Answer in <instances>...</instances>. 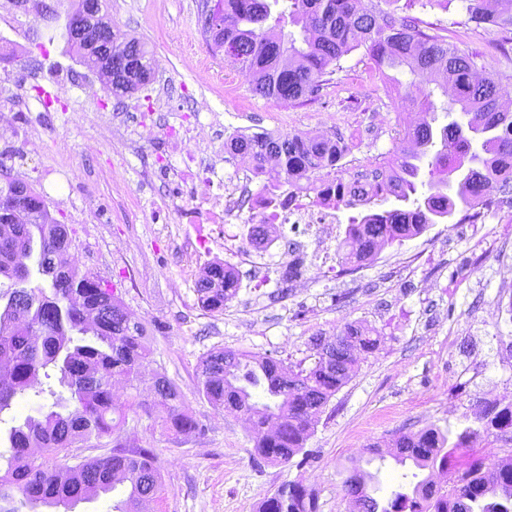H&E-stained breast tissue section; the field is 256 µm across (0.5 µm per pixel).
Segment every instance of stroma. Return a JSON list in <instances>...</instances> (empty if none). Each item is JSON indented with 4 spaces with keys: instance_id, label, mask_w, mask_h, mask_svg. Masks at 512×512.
Masks as SVG:
<instances>
[{
    "instance_id": "35a3bbf8",
    "label": "stroma",
    "mask_w": 512,
    "mask_h": 512,
    "mask_svg": "<svg viewBox=\"0 0 512 512\" xmlns=\"http://www.w3.org/2000/svg\"><path fill=\"white\" fill-rule=\"evenodd\" d=\"M78 0H44L46 26L23 20L16 38L35 69H65L77 82L93 76L66 43V21ZM122 34L139 38L173 68L141 91L118 99L98 87L94 100L75 91L66 109L32 113L44 139L35 156L0 152V186L19 167L38 168L41 194L53 218L72 226V250L81 268L113 285L145 329L151 370L164 373L198 423L172 435L148 416L129 417L126 436L155 449L163 490L151 512H256L260 500L283 482L312 489L319 512H346L342 468L365 465L370 446L387 447L398 432L434 424L454 431L470 425L486 401L512 403V318L492 314L512 299V282L498 265H512V206L490 203L494 249L477 244L456 217L438 220L422 235L385 247L374 261L348 275L345 265L323 274L302 266L297 278L240 288L223 312L204 311L196 292L199 270L183 252L196 230L209 236L201 263L224 256V227L202 224L204 205L186 185L154 172L156 157L172 152L164 135L185 123L196 101L208 100L225 135L235 132L326 134L351 148L355 163H388L397 152L377 113L399 120L410 107L400 95L411 80L403 69L378 72L365 49L345 56L331 81L289 111L256 95L250 83H228L210 55L198 25L199 0H107ZM425 32L479 53L484 72L512 74V54L497 46L505 35L468 22L460 0L449 9L413 6ZM207 63L213 81L196 78ZM130 125L140 112L160 107V122L139 129L138 140L94 142L98 107ZM90 221L78 223V211ZM451 289H443L446 281ZM359 322L381 336L378 350L361 354L351 380L331 398L302 451L288 464H256L252 429L241 414L215 410L199 391L200 358L216 348L269 356L283 365L310 366L311 339Z\"/></svg>"
}]
</instances>
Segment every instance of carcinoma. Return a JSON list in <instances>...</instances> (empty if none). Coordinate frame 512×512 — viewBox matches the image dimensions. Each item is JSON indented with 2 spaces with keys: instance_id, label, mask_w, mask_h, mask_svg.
<instances>
[{
  "instance_id": "cac0c4a2",
  "label": "carcinoma",
  "mask_w": 512,
  "mask_h": 512,
  "mask_svg": "<svg viewBox=\"0 0 512 512\" xmlns=\"http://www.w3.org/2000/svg\"><path fill=\"white\" fill-rule=\"evenodd\" d=\"M468 21L512 33V0L492 9L487 0H462ZM301 26L297 37L284 31V19ZM206 42L230 46L232 58L250 76L252 91L267 99L300 101L320 90L340 69L341 59L365 47L379 67H405L419 79L452 89L448 113L460 118L441 127L431 94L418 106L427 119L405 134L407 146L388 166L376 185L346 183L338 192L345 205H367L392 197L415 205L430 221L467 211L485 202L486 183H497L499 201L512 204V111L505 108L504 83L497 74L477 75L478 56L426 33L413 17H398L373 0H218L212 17L198 16ZM81 62L106 79L117 97L132 94L150 82L153 60L145 45L131 37L112 38V53L67 40ZM224 147L260 164L268 156L278 168L264 170V185L281 188L296 181L314 183L336 173L345 149L338 138L270 133H236ZM456 183L455 194L444 193ZM428 187L429 194L417 196ZM40 196L28 185L0 188V210L14 204L25 211L17 223H0V365L10 382L0 387V414L27 391L44 393L39 377L55 374L60 391L53 401L38 402L34 413L10 426L3 438L8 454L0 453V512H36L38 507L73 506L127 482L126 498L112 504L113 512H142L156 499L162 481L154 451L129 443V415L166 411L163 430L185 434L198 423L182 409L176 385L162 373L153 376V400L138 393L135 382L152 362L144 326L129 319L123 300L98 275L68 261L73 230L50 216L48 208H27ZM410 211L392 208L366 213L349 224L337 244L346 265L359 264L382 243H401L423 233L427 225L408 224ZM202 309L224 310L238 292L235 271L212 264L197 281ZM335 342L313 341L311 367H284L281 362L245 351L212 350L197 366L199 390L216 409L240 413L256 434L255 457L273 464L290 462L302 449L315 418L332 396L351 379L355 353H371L380 343L376 331L350 323ZM126 381L134 393L115 404L112 381ZM478 428L459 432L430 425L416 432H399L396 465L414 468L389 497H380L379 473L351 468L342 482L350 512H512V455L487 469L474 451L481 436L497 432L512 440V406L487 403L475 414ZM112 441L109 458L93 457L78 464L44 459L76 444ZM471 452L461 461L457 451ZM454 471L451 486L432 491L433 471ZM258 512H318L316 495L299 481L279 486L260 502Z\"/></svg>"
}]
</instances>
